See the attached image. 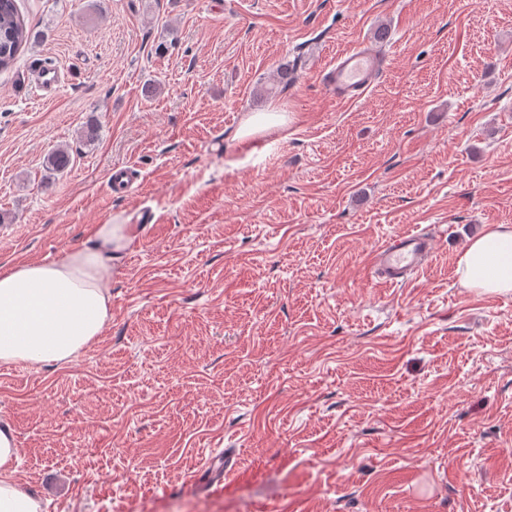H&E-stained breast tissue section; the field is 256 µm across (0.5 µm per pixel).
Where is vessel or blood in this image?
<instances>
[{"label":"vessel or blood","instance_id":"vessel-or-blood-1","mask_svg":"<svg viewBox=\"0 0 512 512\" xmlns=\"http://www.w3.org/2000/svg\"><path fill=\"white\" fill-rule=\"evenodd\" d=\"M384 58L377 47L359 43L339 53L324 74L330 94L340 102L359 99L380 75ZM61 74L41 62H33L27 83L43 92L57 89ZM434 237L422 231H411L377 247L369 260L371 274L381 283L394 284L417 272L434 253Z\"/></svg>","mask_w":512,"mask_h":512}]
</instances>
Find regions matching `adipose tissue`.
Here are the masks:
<instances>
[{"label": "adipose tissue", "instance_id": "1", "mask_svg": "<svg viewBox=\"0 0 512 512\" xmlns=\"http://www.w3.org/2000/svg\"><path fill=\"white\" fill-rule=\"evenodd\" d=\"M134 237V225L100 224L89 244L53 261L0 268V365L65 364L94 343L110 318L104 280ZM457 273L464 287L511 293L512 225L470 239ZM19 456L13 429L0 425V512H43L13 478Z\"/></svg>", "mask_w": 512, "mask_h": 512}]
</instances>
